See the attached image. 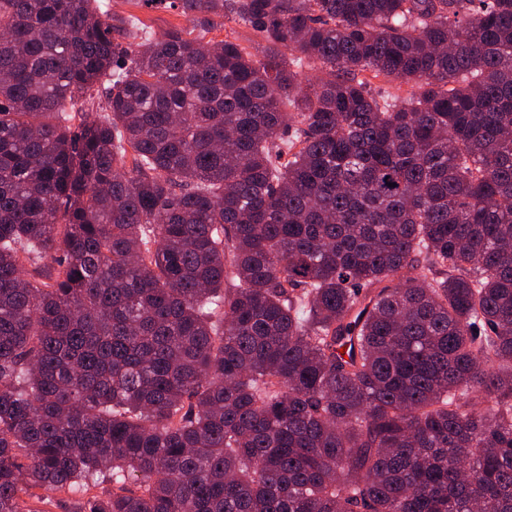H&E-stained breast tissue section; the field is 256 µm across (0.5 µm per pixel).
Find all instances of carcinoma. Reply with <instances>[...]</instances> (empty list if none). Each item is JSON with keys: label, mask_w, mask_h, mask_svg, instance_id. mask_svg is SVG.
Instances as JSON below:
<instances>
[{"label": "carcinoma", "mask_w": 512, "mask_h": 512, "mask_svg": "<svg viewBox=\"0 0 512 512\" xmlns=\"http://www.w3.org/2000/svg\"><path fill=\"white\" fill-rule=\"evenodd\" d=\"M156 1L0 0V512H512V0ZM112 12L121 16H127L129 14L138 16L150 24L157 35L161 34L172 25H180L183 27L190 26L188 21L182 17H177L174 13L159 5L146 7L140 4L134 6L127 3V0H112ZM221 24L217 25L215 29L208 34L207 39H213L215 41L222 40L226 35L237 37L238 41L247 48L256 59L262 57V46L264 42L259 36L253 33L249 28L241 23H235L233 21H221ZM106 490H112V482L109 473L106 476H96L94 479L90 478L87 485L80 486L75 491H61L54 493H45L42 490H33V492L44 496V501L37 499L25 498L27 505L30 508L48 511V512H66L73 502L79 499H87L89 497L100 495Z\"/></svg>", "instance_id": "carcinoma-1"}]
</instances>
